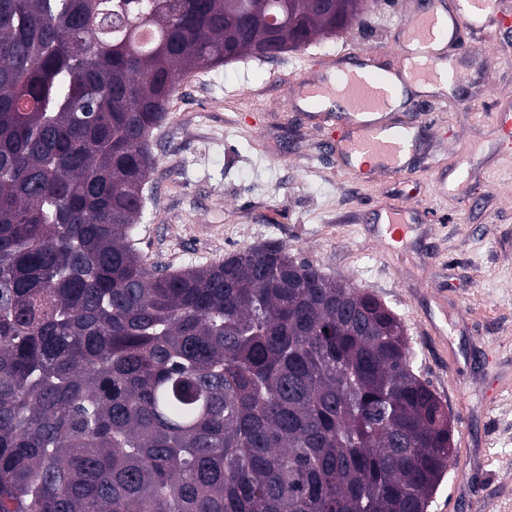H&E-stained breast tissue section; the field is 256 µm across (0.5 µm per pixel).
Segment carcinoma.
<instances>
[{
    "label": "carcinoma",
    "instance_id": "carcinoma-1",
    "mask_svg": "<svg viewBox=\"0 0 512 512\" xmlns=\"http://www.w3.org/2000/svg\"><path fill=\"white\" fill-rule=\"evenodd\" d=\"M364 2L0 0V512H426L448 408L387 305L278 242L132 244L177 84Z\"/></svg>",
    "mask_w": 512,
    "mask_h": 512
}]
</instances>
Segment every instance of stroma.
<instances>
[{
    "label": "stroma",
    "instance_id": "35a3bbf8",
    "mask_svg": "<svg viewBox=\"0 0 512 512\" xmlns=\"http://www.w3.org/2000/svg\"><path fill=\"white\" fill-rule=\"evenodd\" d=\"M407 0H370L344 33L274 58L243 57L179 83L153 133L157 163L135 246L147 265L205 266L267 241L327 276L370 292L403 321L416 365L459 428L468 407L461 481L443 478L428 512H512V49L463 50L466 79L416 93L432 117L410 174L341 166L335 150L360 117L304 120L287 104L301 66L344 68L343 45L389 52ZM409 210L404 241L383 245L379 216Z\"/></svg>",
    "mask_w": 512,
    "mask_h": 512
}]
</instances>
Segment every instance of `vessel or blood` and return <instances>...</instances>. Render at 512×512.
Here are the masks:
<instances>
[{
	"label": "vessel or blood",
	"instance_id": "b4317fda",
	"mask_svg": "<svg viewBox=\"0 0 512 512\" xmlns=\"http://www.w3.org/2000/svg\"><path fill=\"white\" fill-rule=\"evenodd\" d=\"M492 30L494 38L512 33V12L500 0H453L449 11H442L439 0H415L400 24L401 36L391 49L410 61L412 77L430 80L453 69V48L465 44L469 34ZM392 89L371 72L345 71L340 82L314 79L300 73L287 93L288 101H321L341 96L348 112L386 111ZM415 146L405 126L368 125L355 127L338 152L341 163L365 157L394 175L406 171V158Z\"/></svg>",
	"mask_w": 512,
	"mask_h": 512
}]
</instances>
